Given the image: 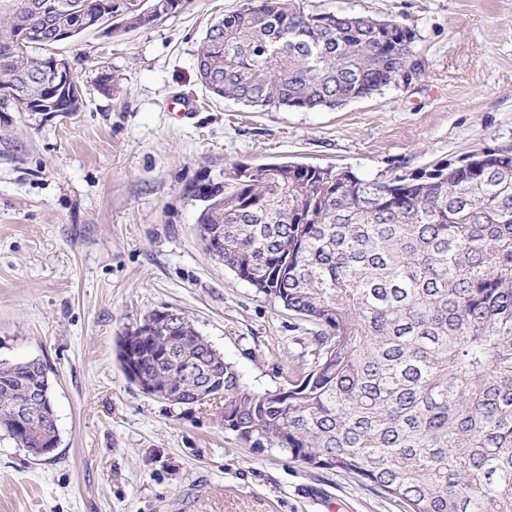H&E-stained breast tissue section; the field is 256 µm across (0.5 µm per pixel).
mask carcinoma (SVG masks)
<instances>
[{
	"label": "carcinoma",
	"mask_w": 512,
	"mask_h": 512,
	"mask_svg": "<svg viewBox=\"0 0 512 512\" xmlns=\"http://www.w3.org/2000/svg\"><path fill=\"white\" fill-rule=\"evenodd\" d=\"M0 0V86L44 96L23 36L107 0ZM112 0V33L177 12L181 0ZM414 30L294 0H245L209 28L196 57L214 95L267 109H336L419 73ZM234 167L198 188L197 223L219 232L214 258L313 326L306 366L287 386L250 390L194 325L152 314L118 341L141 373L184 395L223 379L224 430L248 448L273 441L320 462L405 512H512V149L473 151L412 175L361 178L332 166ZM169 350L167 362L152 358ZM191 361L197 376L174 371ZM51 397L35 360L0 363V430L20 448L58 436L36 396ZM29 410L26 430L15 410Z\"/></svg>",
	"instance_id": "cac0c4a2"
}]
</instances>
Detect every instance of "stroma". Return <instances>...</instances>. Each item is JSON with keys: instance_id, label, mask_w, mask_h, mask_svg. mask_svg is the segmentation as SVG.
Listing matches in <instances>:
<instances>
[{"instance_id": "stroma-1", "label": "stroma", "mask_w": 512, "mask_h": 512, "mask_svg": "<svg viewBox=\"0 0 512 512\" xmlns=\"http://www.w3.org/2000/svg\"><path fill=\"white\" fill-rule=\"evenodd\" d=\"M392 19L422 72L336 110L250 107L213 95L196 54L242 0H189L150 25L63 42L80 111L0 114V363L48 368L59 446L0 432V512H402L354 478L253 452L213 408L125 376L118 339L166 308L188 314L251 390L305 361L308 325L201 243L194 192L225 170L289 161L409 175L512 148V0H297ZM115 76L108 95L97 78Z\"/></svg>"}]
</instances>
